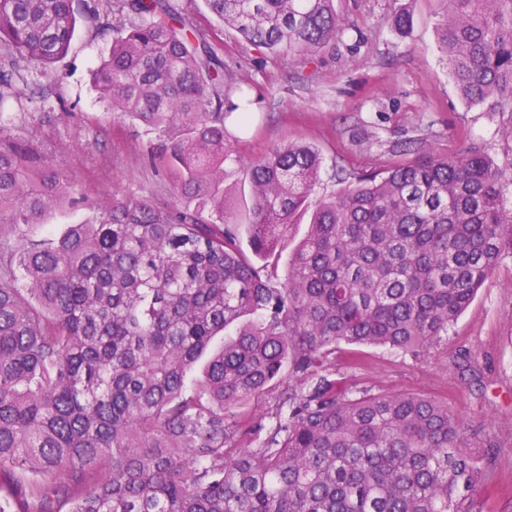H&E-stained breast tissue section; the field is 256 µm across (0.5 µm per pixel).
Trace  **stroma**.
I'll return each instance as SVG.
<instances>
[{"instance_id":"stroma-1","label":"stroma","mask_w":512,"mask_h":512,"mask_svg":"<svg viewBox=\"0 0 512 512\" xmlns=\"http://www.w3.org/2000/svg\"><path fill=\"white\" fill-rule=\"evenodd\" d=\"M203 38L254 102L247 130L227 118L224 220L245 224L252 190L244 165L283 141L318 148L323 164L314 198L336 192L342 173L392 161L394 144L427 139L441 153L458 149L463 134L495 145L503 115L467 107L448 74L437 22L445 0H336L338 11L357 20L359 32L330 43L314 62L276 58L244 43L210 12L204 0H178ZM410 12L413 24L398 29L394 16ZM110 34L80 17L68 53L51 77L14 79L0 99V129L45 149L48 159L86 198L64 206L48 226L98 223L113 198L167 203L187 198L173 190L168 174L145 162L154 134L113 112L100 99L92 71L107 56ZM336 368L376 393L417 392L448 401L479 448L495 462L480 491L482 512H512V258H505L475 300L427 352L411 356L379 348L343 346Z\"/></svg>"}]
</instances>
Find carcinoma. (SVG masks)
I'll list each match as a JSON object with an SVG mask.
<instances>
[{
  "label": "carcinoma",
  "mask_w": 512,
  "mask_h": 512,
  "mask_svg": "<svg viewBox=\"0 0 512 512\" xmlns=\"http://www.w3.org/2000/svg\"><path fill=\"white\" fill-rule=\"evenodd\" d=\"M204 2L307 61L354 27L334 0ZM78 3L117 16L101 98L158 134L149 164L195 206L114 201L30 239L78 191L0 134V512H481L492 459L448 403L359 388L336 349L427 351L512 257V118L499 159L405 142L313 207L319 151L274 145L247 163L248 255L224 223V119L250 102L175 0H0V88L3 66L46 75L67 54ZM440 28L468 107L512 113V0H448ZM309 209L281 281L256 261ZM286 371L275 411H239Z\"/></svg>",
  "instance_id": "carcinoma-1"
}]
</instances>
